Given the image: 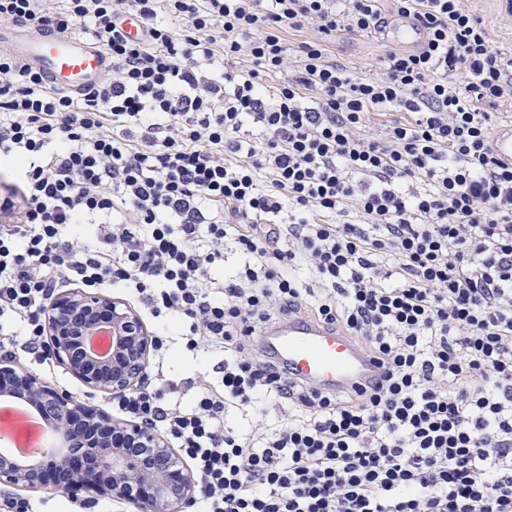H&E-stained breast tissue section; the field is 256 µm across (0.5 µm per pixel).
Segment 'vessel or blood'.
<instances>
[{"mask_svg": "<svg viewBox=\"0 0 512 512\" xmlns=\"http://www.w3.org/2000/svg\"><path fill=\"white\" fill-rule=\"evenodd\" d=\"M379 37L382 43L403 50H417L424 43L419 22L398 15L385 16ZM2 47L41 73L48 87L72 94L95 87L112 69V58L100 42L72 32L0 27ZM491 141L495 156L512 163V125L499 127ZM261 342L290 379L316 390L352 392L383 375L377 360L345 332L309 318L276 324L263 333Z\"/></svg>", "mask_w": 512, "mask_h": 512, "instance_id": "vessel-or-blood-1", "label": "vessel or blood"}]
</instances>
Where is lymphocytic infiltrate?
<instances>
[{
  "label": "lymphocytic infiltrate",
  "instance_id": "1",
  "mask_svg": "<svg viewBox=\"0 0 512 512\" xmlns=\"http://www.w3.org/2000/svg\"><path fill=\"white\" fill-rule=\"evenodd\" d=\"M389 14L423 50L373 77L331 56L327 36ZM0 20L86 24L112 57L72 95L0 52V176L24 201L0 224V319L25 354L45 362L63 283L134 289L192 356L223 353L190 404L149 384L115 403L164 425L201 512H512V165L490 144L512 58L466 0H0ZM291 30L297 73L272 94ZM228 245L243 262L223 279ZM291 315L342 328L385 378L288 380L254 344ZM271 402L290 408L274 431L226 427Z\"/></svg>",
  "mask_w": 512,
  "mask_h": 512
}]
</instances>
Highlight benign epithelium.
<instances>
[{
    "instance_id": "obj_1",
    "label": "benign epithelium",
    "mask_w": 512,
    "mask_h": 512,
    "mask_svg": "<svg viewBox=\"0 0 512 512\" xmlns=\"http://www.w3.org/2000/svg\"><path fill=\"white\" fill-rule=\"evenodd\" d=\"M46 346L90 391L119 397L144 376L155 336L138 312L104 289H75L46 311ZM111 337L105 358L89 354L95 334ZM0 397L22 399L43 411L56 449L19 459L0 452V484L28 492L80 488L121 500L137 512H185L198 493L190 467L151 428L113 420L91 401L47 386L19 364L0 363ZM119 433L125 444L108 435Z\"/></svg>"
}]
</instances>
